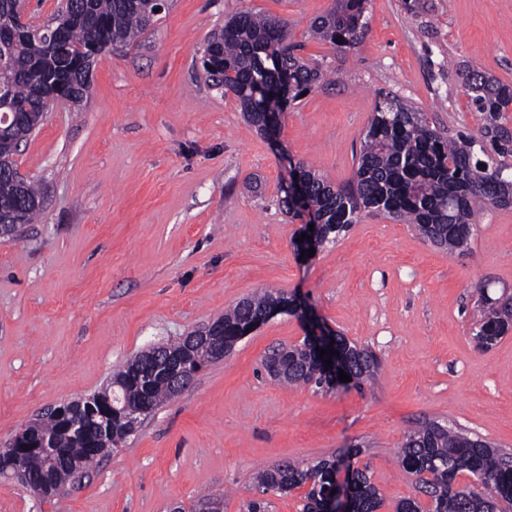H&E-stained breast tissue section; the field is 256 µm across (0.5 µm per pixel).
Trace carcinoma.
Returning a JSON list of instances; mask_svg holds the SVG:
<instances>
[{
  "instance_id": "obj_1",
  "label": "carcinoma",
  "mask_w": 512,
  "mask_h": 512,
  "mask_svg": "<svg viewBox=\"0 0 512 512\" xmlns=\"http://www.w3.org/2000/svg\"><path fill=\"white\" fill-rule=\"evenodd\" d=\"M17 0H0V96L8 98L17 116L0 120V154L17 156L20 147L44 123L53 107L55 93L64 90L73 104L88 98L91 90L86 70L97 56L117 45L136 41L156 21L159 12L152 0H60L57 11L75 17L65 27L69 50L65 55L49 52L55 22L19 24ZM369 0H333L332 7L316 17L310 35L343 50L357 47L368 28ZM288 23L250 11L232 16L224 29L207 40L203 55L211 66L202 68L210 86L232 94L246 120L263 130L270 112L283 113L288 106L311 92L324 73L296 54ZM465 89L471 106L482 116L480 135L459 130L449 136L428 113L404 98L385 92L379 95L368 129L361 142L357 168L351 180L335 185L324 176L294 164L306 183V192L294 204L284 199L294 217L309 213V223L318 228L321 243L337 241L362 215L382 214L411 225L423 238L447 254H462L468 248L470 224L477 211L512 205V127L506 112L512 109V85L470 69ZM43 207L39 188L18 183L15 171L0 169V221L32 224ZM286 297L266 290L246 297L224 311V352H229L248 331L280 312ZM479 330L475 339L490 347L512 329V304L493 298L487 288L478 289ZM344 372L354 386L375 379L379 358L361 348L362 357L348 359L357 345L339 337ZM178 353L185 372L202 370L198 354L188 351L184 340L153 346L140 352L113 373L110 386L92 395L98 402L107 392L122 402L155 411L174 396L169 385L147 380L146 371L158 357ZM274 379L287 385H312L332 389L341 381L323 378L324 368L304 339L280 348ZM136 426L115 422L112 434H102L99 420L87 419L84 431L71 432L51 414L26 428L35 442L48 436L57 440L63 455L37 450L24 456L23 469L33 478L56 477L74 465L86 468L94 461L87 446L101 439L116 451ZM476 439L457 428L426 422L404 435L396 453L398 465L415 477L418 496L401 500L396 512H512V452L488 444L477 447ZM339 464L322 460L311 468L280 464L261 470L255 490L288 492L309 486L302 512H326L327 495L336 485ZM470 475L478 485H459L457 478ZM345 493L350 512H379L383 498L371 482L368 469L346 468ZM428 506H423L422 500ZM224 507L223 497L203 494L193 512Z\"/></svg>"
}]
</instances>
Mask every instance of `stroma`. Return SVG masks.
<instances>
[{
	"label": "stroma",
	"instance_id": "35a3bbf8",
	"mask_svg": "<svg viewBox=\"0 0 512 512\" xmlns=\"http://www.w3.org/2000/svg\"><path fill=\"white\" fill-rule=\"evenodd\" d=\"M332 0H170L135 44L101 54L82 106H53L18 158L44 196L38 223L0 239V443L48 408L101 391L151 345L199 329L263 290L296 295L370 347L363 388L271 380L261 362L305 335L278 314L195 375L58 507L0 477V512H170L207 490L245 512L257 472L361 448L381 512L415 494L394 453L436 421L512 451V333L475 346L476 288L512 290V207L477 214L468 250L442 253L381 215L302 258V219L282 210L291 161L352 178L380 92L449 131L478 132L465 68L512 84V0H370L369 30L342 52L308 29ZM286 20L300 54L332 75L281 118L275 139L197 68L242 11Z\"/></svg>",
	"mask_w": 512,
	"mask_h": 512
}]
</instances>
